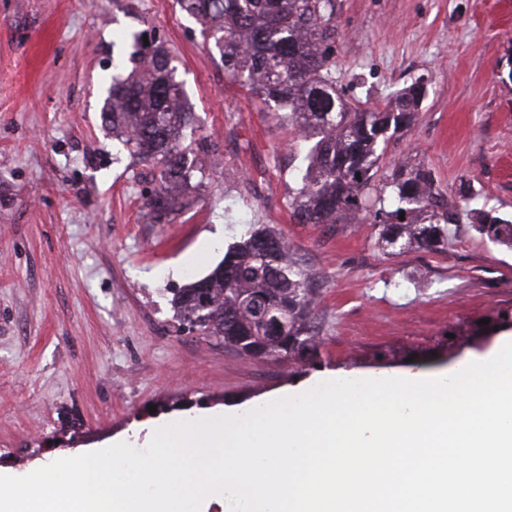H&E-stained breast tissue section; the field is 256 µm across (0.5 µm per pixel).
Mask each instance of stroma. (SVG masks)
<instances>
[{"instance_id":"obj_1","label":"stroma","mask_w":512,"mask_h":512,"mask_svg":"<svg viewBox=\"0 0 512 512\" xmlns=\"http://www.w3.org/2000/svg\"><path fill=\"white\" fill-rule=\"evenodd\" d=\"M336 84L362 109L426 96L381 169L431 168L449 207L512 213V0H334ZM169 49L210 151L184 213L147 216L141 164L102 112L112 47ZM173 0H0V468L26 475L146 422L253 408L324 380L438 371L512 315V251L450 225L448 248L386 256L369 223L291 218L305 147L244 95ZM474 198L462 200L461 184ZM253 225L311 277L312 363L274 362L180 329L173 289L208 275Z\"/></svg>"}]
</instances>
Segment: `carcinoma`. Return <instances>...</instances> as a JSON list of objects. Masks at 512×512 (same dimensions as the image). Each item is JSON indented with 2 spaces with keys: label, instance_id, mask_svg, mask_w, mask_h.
Returning a JSON list of instances; mask_svg holds the SVG:
<instances>
[{
  "label": "carcinoma",
  "instance_id": "carcinoma-1",
  "mask_svg": "<svg viewBox=\"0 0 512 512\" xmlns=\"http://www.w3.org/2000/svg\"><path fill=\"white\" fill-rule=\"evenodd\" d=\"M215 39L224 71L241 88L288 113L310 143L291 203L298 224L371 222L383 252L448 247V209L433 172L399 166L379 174L389 141L412 121L426 91L405 87L384 109L359 110L336 89L329 49L336 40L333 0H175ZM132 64L123 75L125 62ZM112 109L104 120L129 154L149 167L152 192L144 208L156 221L185 211V190L206 171L202 143L186 142L197 119L183 108L171 53L134 36V52L112 60ZM478 235L512 249V216L468 212ZM307 278L290 259L288 243L266 228L230 247L206 277L173 294L180 326L219 336L239 353L281 361L313 359Z\"/></svg>",
  "mask_w": 512,
  "mask_h": 512
}]
</instances>
